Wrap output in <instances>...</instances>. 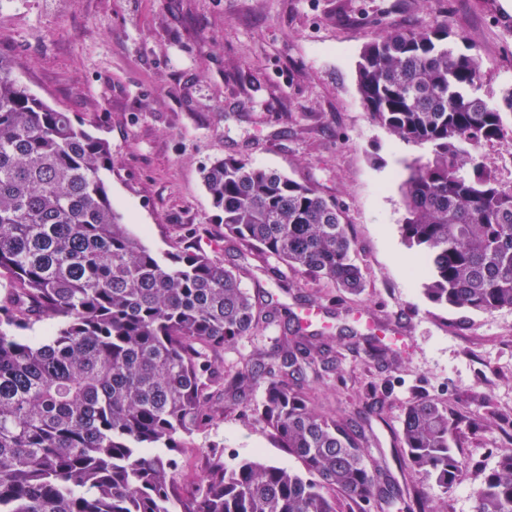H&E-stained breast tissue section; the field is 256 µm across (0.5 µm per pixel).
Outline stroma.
<instances>
[{
	"label": "stroma",
	"instance_id": "35a3bbf8",
	"mask_svg": "<svg viewBox=\"0 0 512 512\" xmlns=\"http://www.w3.org/2000/svg\"><path fill=\"white\" fill-rule=\"evenodd\" d=\"M512 0H0V56L14 75L76 124L109 141L107 187L129 229L154 251L177 252L189 232L239 270L242 285L279 316L258 338L227 345L225 364L254 347L273 352L298 307L323 309L329 367L308 377L330 410L358 422L384 460V479L419 485L399 441L407 403L453 404V448L466 463L453 491L424 485L432 507L474 512L482 472L512 448V310L485 313L429 302L410 270L399 226L402 185L427 146L376 123L357 86L364 45L379 34L447 23L454 51L481 62L477 94L499 105L512 90ZM244 157L315 185L345 212L365 289L352 297L279 259L245 255L225 239L202 169ZM398 323L389 354L368 357L361 321ZM262 386L237 400L179 452L178 480L200 470L208 448L300 469L252 413Z\"/></svg>",
	"mask_w": 512,
	"mask_h": 512
}]
</instances>
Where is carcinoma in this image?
Returning a JSON list of instances; mask_svg holds the SVG:
<instances>
[{"mask_svg": "<svg viewBox=\"0 0 512 512\" xmlns=\"http://www.w3.org/2000/svg\"><path fill=\"white\" fill-rule=\"evenodd\" d=\"M448 25L378 35L360 53L357 85L373 119L430 148L404 184L400 232L418 255L427 299L470 312L512 309V186L465 147L505 137L502 109L474 95L479 60L448 47ZM470 165L472 173L462 171ZM107 140L32 95L0 58V512H434L424 491L379 486L371 436L329 415L305 381L326 368L327 342L279 339L226 371L224 346L277 314L237 273L187 238L176 253L148 247L112 206ZM225 235L344 294L364 291L336 202L244 158L203 169ZM40 324L41 337L26 331ZM264 380L253 414L297 473L262 457L205 455L190 488L172 452L207 427L214 390L235 399ZM448 406L411 401L400 439L415 475L452 490L465 462ZM475 512H512V448L476 490Z\"/></svg>", "mask_w": 512, "mask_h": 512, "instance_id": "obj_1", "label": "carcinoma"}]
</instances>
